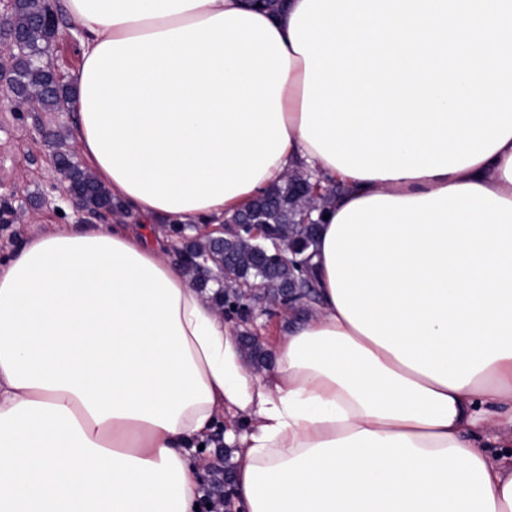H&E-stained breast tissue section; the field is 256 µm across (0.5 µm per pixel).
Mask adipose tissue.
Here are the masks:
<instances>
[{
	"label": "adipose tissue",
	"mask_w": 512,
	"mask_h": 512,
	"mask_svg": "<svg viewBox=\"0 0 512 512\" xmlns=\"http://www.w3.org/2000/svg\"><path fill=\"white\" fill-rule=\"evenodd\" d=\"M244 0H63L78 149L143 224L0 262V512H195L220 414L237 512H512V137L455 172L346 175L305 61ZM341 185L318 300L247 365L153 222L218 224L290 170Z\"/></svg>",
	"instance_id": "obj_1"
}]
</instances>
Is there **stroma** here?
Masks as SVG:
<instances>
[{
	"mask_svg": "<svg viewBox=\"0 0 512 512\" xmlns=\"http://www.w3.org/2000/svg\"><path fill=\"white\" fill-rule=\"evenodd\" d=\"M43 126L62 132L66 149L76 150L69 113L16 99L0 105V261L29 238L83 221L57 187L55 148L37 133Z\"/></svg>",
	"mask_w": 512,
	"mask_h": 512,
	"instance_id": "35a3bbf8",
	"label": "stroma"
}]
</instances>
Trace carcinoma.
I'll return each instance as SVG.
<instances>
[{"instance_id":"obj_1","label":"carcinoma","mask_w":512,"mask_h":512,"mask_svg":"<svg viewBox=\"0 0 512 512\" xmlns=\"http://www.w3.org/2000/svg\"><path fill=\"white\" fill-rule=\"evenodd\" d=\"M11 37L20 39L26 47L24 55L14 58L11 92L23 99L33 96L47 110L65 108L69 83L46 63L49 28L44 23L43 0H15L9 30L4 33L3 40ZM54 160L66 173L69 186L80 192L86 210L97 213L123 207L95 175L81 167L73 153L58 148ZM304 181L303 172L294 170L248 206L250 213L245 220L265 226L268 240L264 241L262 249L243 230L232 229L224 235V240L214 241L201 236L189 237L174 224L167 226L169 236L181 243L178 254L188 258L198 254L225 255L230 260L234 278L223 285L214 284L212 275L200 270L196 264L190 261L184 264L186 275L196 288L208 292L216 309L245 322L249 309L236 298L235 288L239 282L263 284L268 288L267 300L277 303L289 284L310 277V250L288 260L284 256L288 255V245L301 235V217L310 209L316 215L323 213L337 190L332 187L327 195L313 200L304 190Z\"/></svg>"}]
</instances>
